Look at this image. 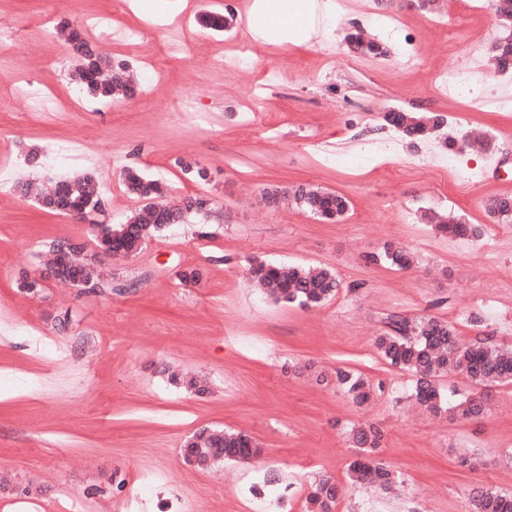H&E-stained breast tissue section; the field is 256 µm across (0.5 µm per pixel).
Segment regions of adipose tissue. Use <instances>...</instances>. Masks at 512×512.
Segmentation results:
<instances>
[{
    "label": "adipose tissue",
    "instance_id": "1",
    "mask_svg": "<svg viewBox=\"0 0 512 512\" xmlns=\"http://www.w3.org/2000/svg\"><path fill=\"white\" fill-rule=\"evenodd\" d=\"M314 0H253L250 12L259 20L253 29L261 41H307L315 32Z\"/></svg>",
    "mask_w": 512,
    "mask_h": 512
}]
</instances>
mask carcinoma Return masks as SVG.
Returning a JSON list of instances; mask_svg holds the SVG:
<instances>
[{"instance_id":"1","label":"carcinoma","mask_w":512,"mask_h":512,"mask_svg":"<svg viewBox=\"0 0 512 512\" xmlns=\"http://www.w3.org/2000/svg\"><path fill=\"white\" fill-rule=\"evenodd\" d=\"M490 6L501 20L503 27L512 29V0H490ZM233 17L206 13L201 17L203 26L222 31L232 25ZM84 51L75 55L76 64L71 73L83 93L92 100L109 103L113 98H131L137 86L125 64H112V59L98 46L83 42ZM350 53L361 57H381L386 48L379 42L359 36L347 40ZM490 54L497 69L512 71V42H495ZM383 126L392 127L411 139L425 138L447 123V117L438 112H412L402 110L381 117ZM126 191L140 200L155 199L154 211L145 209L132 213L121 225L90 221L97 245L112 239V252L125 256L139 254L147 242L157 233L174 224H183L190 216H203L210 212V199L205 195L185 196L173 203L161 201L164 186L135 169L123 173ZM16 192L22 197L33 196L44 211L64 215L66 209L77 204L87 206L90 213L102 212V195L97 173L90 169L72 179L54 184L52 193L38 192L30 182L16 184ZM289 198L298 207L324 220L335 221L343 217L349 208L348 199L332 191L312 185H299L292 191L270 189L264 199L269 205H278ZM491 216L498 220L512 221V197L499 196L486 204ZM441 231L452 236L479 239L484 229L478 224H461L455 218L440 220ZM70 247L58 264L57 277L68 281L79 277L91 287L105 290L111 287L96 275L94 252L83 242L69 241ZM371 264H385L399 268L410 266L411 260L391 243L380 251L366 255ZM254 282L275 302L299 306L318 305L340 288L335 272L328 268L305 269L300 266L272 265L254 262L249 265ZM386 330L377 336L376 349L390 366L411 373L414 377L413 396L429 412L448 413L462 419H476L486 411L485 400L479 389L493 384L512 383V350L496 342L478 339L462 343L453 324L436 317L410 321L400 314L386 318ZM460 373L476 388V392L448 399L439 389L435 378L441 374ZM336 381L356 405L367 404L374 395L371 383L362 374L345 369L336 370ZM384 434L375 425L357 427L350 432V441L361 450V455L349 465L351 478L360 484H371L384 493L392 492L397 475L387 466L376 461L374 454L381 447ZM185 456L195 459L200 466L218 461H245L256 452L250 436L235 431L213 429L201 431L185 443ZM338 488L328 477L319 479L307 497L308 512H332ZM469 512H512V494L484 487L473 489L469 495Z\"/></svg>"}]
</instances>
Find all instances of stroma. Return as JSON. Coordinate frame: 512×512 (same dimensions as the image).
<instances>
[{"instance_id": "obj_1", "label": "stroma", "mask_w": 512, "mask_h": 512, "mask_svg": "<svg viewBox=\"0 0 512 512\" xmlns=\"http://www.w3.org/2000/svg\"><path fill=\"white\" fill-rule=\"evenodd\" d=\"M112 2L0 0V29L16 33L0 57L31 85H51L79 105L55 112L1 100L0 165L39 181L71 176L79 165L51 154L70 142L91 156L104 185L103 223L141 206L121 184L126 166L165 181L170 199L209 195L215 216L105 261L115 291L51 281L32 295L18 282L42 268L47 243H92L91 228L0 181V479L25 490L0 493V512H254L252 484L269 470L291 487L288 512H304L322 476L346 489L335 512H468L474 488L512 493V467L503 464L512 451V383L490 389L479 419L436 417L411 399V375L374 345L398 313L439 317L462 341L488 337L512 348V223L485 209L489 198L512 195V110L495 106L512 101V74L486 66L503 34L488 0H447L442 14L405 0H325L330 26L304 43L265 44L255 64L237 60L229 36L199 24L207 0H151L147 11L130 4L117 24L152 22L179 51L155 86L126 46L103 44L150 93L101 106L71 81L69 45L46 63L38 22L52 11L77 26L111 13ZM357 29L377 36L388 56L349 53L343 38ZM219 53L223 66L206 67ZM442 72L454 80L437 93ZM258 94L256 117L249 107ZM189 96L205 119L171 116ZM394 109L445 114L448 135L479 130L491 147L449 152L434 139H401L380 123ZM33 151L41 164L31 168ZM190 158L207 168L208 182L182 170ZM307 184L345 196L346 215L325 222L262 199L265 189ZM432 210L483 225V237L437 234L423 219ZM387 241L412 254L409 269L365 264L364 254ZM249 258L327 267L341 288L315 308L277 304L247 279ZM192 268L199 282H181ZM58 347L70 358L57 359ZM340 367L376 385L368 407H354L337 386ZM191 378L205 379V393L185 388ZM365 421L387 433L378 457L400 478L394 495L350 483L348 431ZM204 427L243 431L262 453L197 468L182 446ZM462 453L478 466L461 467ZM146 470L162 477L145 492Z\"/></svg>"}]
</instances>
